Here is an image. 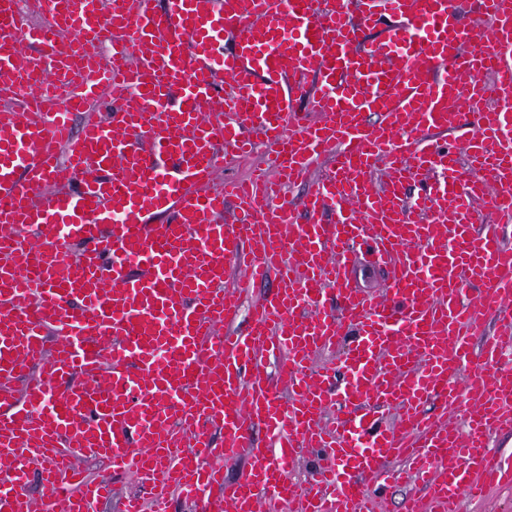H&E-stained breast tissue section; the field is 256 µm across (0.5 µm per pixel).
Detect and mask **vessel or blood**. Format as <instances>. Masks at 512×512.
<instances>
[{
    "instance_id": "obj_1",
    "label": "vessel or blood",
    "mask_w": 512,
    "mask_h": 512,
    "mask_svg": "<svg viewBox=\"0 0 512 512\" xmlns=\"http://www.w3.org/2000/svg\"><path fill=\"white\" fill-rule=\"evenodd\" d=\"M15 2L0 512H30L34 471L49 512H93L115 473L151 495L122 512H169L173 489L202 512H376L410 482L403 512H458L512 481L490 448L512 428V0H483L486 35L458 0H46L32 21ZM258 142L266 167L213 189ZM361 251L389 297L350 286Z\"/></svg>"
}]
</instances>
